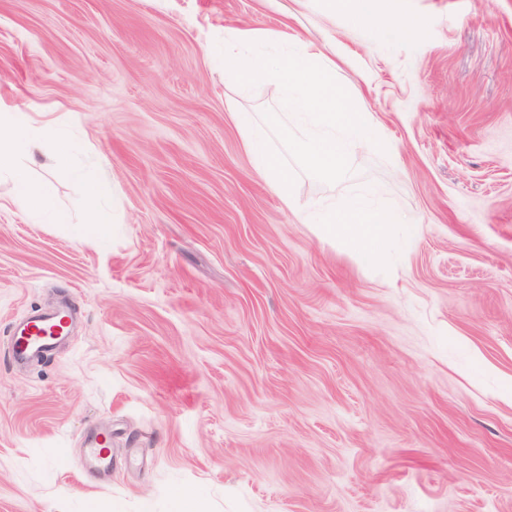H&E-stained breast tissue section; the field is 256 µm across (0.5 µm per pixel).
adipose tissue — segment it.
I'll return each mask as SVG.
<instances>
[{
	"label": "adipose tissue",
	"instance_id": "obj_1",
	"mask_svg": "<svg viewBox=\"0 0 512 512\" xmlns=\"http://www.w3.org/2000/svg\"><path fill=\"white\" fill-rule=\"evenodd\" d=\"M0 125L6 126L7 135H0V177L10 178L14 191L9 198L11 205L28 213L46 218L52 224H70L71 232L77 239L101 236L106 232L108 219L102 211V202L109 193L106 183L89 172L74 169L67 164L66 155H59L58 163L66 176L77 179L86 187L87 219L79 224H71L70 217L57 203L46 183L32 181L16 161V148L27 144L29 149H37L36 141L29 138V125L26 113L4 112L0 114Z\"/></svg>",
	"mask_w": 512,
	"mask_h": 512
}]
</instances>
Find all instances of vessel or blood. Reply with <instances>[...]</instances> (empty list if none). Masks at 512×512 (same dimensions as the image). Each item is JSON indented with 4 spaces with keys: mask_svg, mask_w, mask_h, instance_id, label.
Segmentation results:
<instances>
[{
    "mask_svg": "<svg viewBox=\"0 0 512 512\" xmlns=\"http://www.w3.org/2000/svg\"><path fill=\"white\" fill-rule=\"evenodd\" d=\"M72 315L68 307L32 316L26 322L14 325L11 330V357L14 362L25 363L43 358L59 345L58 334L71 324ZM87 448L95 472H105L109 466L111 450L106 440L91 435L87 438Z\"/></svg>",
    "mask_w": 512,
    "mask_h": 512,
    "instance_id": "vessel-or-blood-1",
    "label": "vessel or blood"
}]
</instances>
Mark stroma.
<instances>
[{"mask_svg": "<svg viewBox=\"0 0 512 512\" xmlns=\"http://www.w3.org/2000/svg\"><path fill=\"white\" fill-rule=\"evenodd\" d=\"M252 30L324 49L386 146L296 171V210L231 119L291 120L224 70ZM0 106L120 203L103 241L0 208V512H512V0H0ZM27 167L81 222V183ZM367 187L417 224L385 271L300 211ZM63 302L68 339L15 366L12 326ZM329 2L335 11L348 13L357 18L371 14L374 9V0H329ZM105 439H100L99 435H90L87 437V448L92 462V468L96 473L105 472L109 466L111 457V448H108Z\"/></svg>", "mask_w": 512, "mask_h": 512, "instance_id": "1", "label": "stroma"}]
</instances>
